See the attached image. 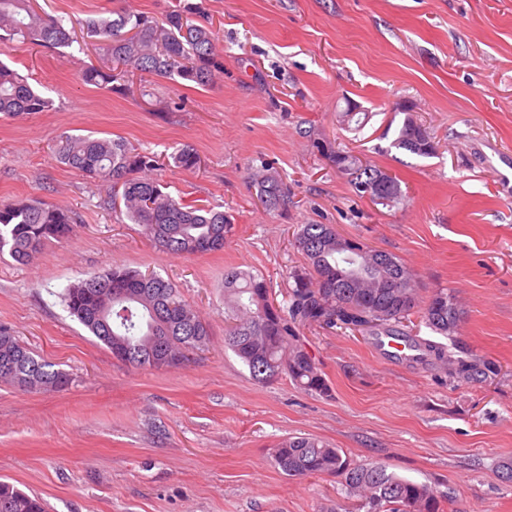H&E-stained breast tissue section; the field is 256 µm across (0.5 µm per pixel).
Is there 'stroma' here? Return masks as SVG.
Masks as SVG:
<instances>
[{
	"label": "stroma",
	"instance_id": "1",
	"mask_svg": "<svg viewBox=\"0 0 512 512\" xmlns=\"http://www.w3.org/2000/svg\"><path fill=\"white\" fill-rule=\"evenodd\" d=\"M224 63L206 87L157 80L123 92L84 84L95 58L83 29L57 55L14 40L0 60L41 83L49 111L0 115V201L30 198L74 212L66 239L21 265L0 256V326L69 373L55 391L0 383V479L47 512H358L336 480L291 478L272 455L310 434L356 462L379 461L431 485L445 512H512V0H198ZM368 112L346 122L348 104ZM400 105L437 152L391 148ZM123 138L164 161L156 179L185 202L228 212L224 249L176 258L115 214L108 187L58 163L61 135ZM326 142L395 176L393 207L354 192L318 152ZM198 168L175 167L182 147ZM271 164L290 193L262 207L249 183ZM300 224L396 254L421 298L451 290L454 333L424 323L412 338L487 364L466 382L367 330L306 328L331 397L288 378L267 384L224 348V270L263 274L274 299L302 261ZM124 265L178 288L209 326L190 361L136 369L112 357L62 301L64 290Z\"/></svg>",
	"mask_w": 512,
	"mask_h": 512
}]
</instances>
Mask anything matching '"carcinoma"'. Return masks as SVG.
I'll return each mask as SVG.
<instances>
[{
  "label": "carcinoma",
  "mask_w": 512,
  "mask_h": 512,
  "mask_svg": "<svg viewBox=\"0 0 512 512\" xmlns=\"http://www.w3.org/2000/svg\"><path fill=\"white\" fill-rule=\"evenodd\" d=\"M200 7L187 3L157 18L129 9L103 8L83 23L95 40L98 64L87 67L82 80L103 89L122 90L123 81L137 76L160 77L206 86L223 65L215 35L200 21ZM27 41L53 51L73 43L63 17L40 14L32 0H0V41ZM51 101L28 78L0 61V114L23 117L46 111ZM391 147L419 157L434 154L435 141L415 115L404 113ZM342 174L356 168L363 179L350 180L356 193L361 183L398 180L343 149L318 144ZM57 160L106 184L112 205L121 204L127 219L142 234L173 257L204 255L224 249L234 225L222 210L185 203L153 178L162 165L151 151H138L120 138L64 135ZM173 162L193 170L198 156L183 147ZM251 179L259 202L268 210L288 208V187L268 165L253 170ZM75 218L71 211L46 203L17 199L0 203V253L19 263L37 255L52 239L67 237ZM294 245L304 264L288 274L285 304L270 300L263 275L235 267L224 269V349L231 351L251 377L265 384L280 377L306 391L332 396V387L319 361L300 338L304 327L364 330L381 328L395 336L391 323L400 322L419 307L416 281L395 254L371 249L345 237L333 224H300ZM65 303L77 320L112 355L134 368L161 369L181 365L187 353L209 339L207 324L180 296L173 284L154 273L115 266L66 289ZM425 324L441 335L460 319L454 294L435 291L422 306ZM421 348L455 373L475 380L477 363L455 357L440 343H407ZM35 356L9 330L0 327V383L22 390H52L69 383L66 372L42 359L38 367L22 359ZM275 466L291 478H333L347 496L360 501L364 512H444L432 486L400 477L379 463H357L331 444L309 434L289 436L275 450ZM0 512H45L41 499L0 481Z\"/></svg>",
  "instance_id": "carcinoma-1"
}]
</instances>
